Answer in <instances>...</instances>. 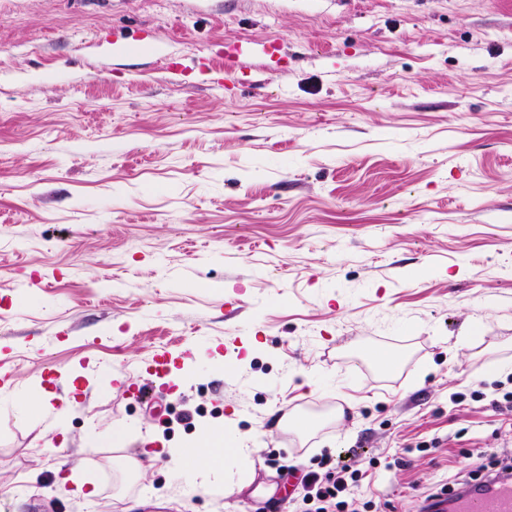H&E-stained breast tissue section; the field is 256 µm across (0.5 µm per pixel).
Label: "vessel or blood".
I'll return each mask as SVG.
<instances>
[{"label": "vessel or blood", "instance_id": "1", "mask_svg": "<svg viewBox=\"0 0 512 512\" xmlns=\"http://www.w3.org/2000/svg\"><path fill=\"white\" fill-rule=\"evenodd\" d=\"M275 42H234L224 54L221 80L230 81L241 69L242 57L258 53L273 55ZM426 512H512V475L501 474L459 487L451 495L436 497L426 502Z\"/></svg>", "mask_w": 512, "mask_h": 512}]
</instances>
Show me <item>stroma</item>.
<instances>
[{
	"mask_svg": "<svg viewBox=\"0 0 512 512\" xmlns=\"http://www.w3.org/2000/svg\"><path fill=\"white\" fill-rule=\"evenodd\" d=\"M240 39L280 56L213 85ZM508 365L512 0H0V512H181L211 426L276 490L191 512L324 455L420 512L512 454Z\"/></svg>",
	"mask_w": 512,
	"mask_h": 512,
	"instance_id": "obj_1",
	"label": "stroma"
}]
</instances>
